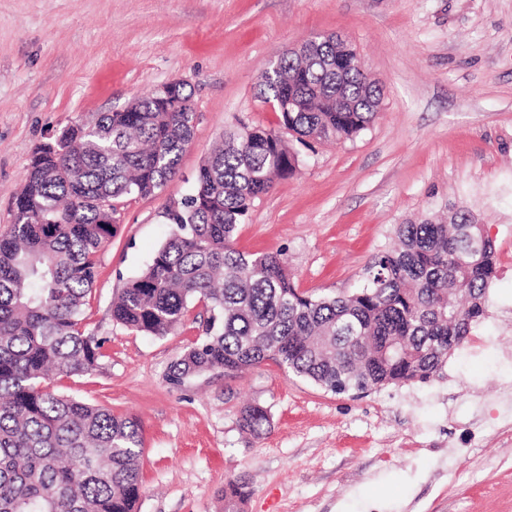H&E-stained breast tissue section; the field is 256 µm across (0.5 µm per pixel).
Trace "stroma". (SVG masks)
<instances>
[{
	"mask_svg": "<svg viewBox=\"0 0 512 512\" xmlns=\"http://www.w3.org/2000/svg\"><path fill=\"white\" fill-rule=\"evenodd\" d=\"M335 34L383 90L359 137L299 143V164L256 200L244 252H279L297 288H358L397 225L470 211L498 251L487 311L426 381L335 394L267 361L174 385L202 332L191 304L164 337L113 323V298L165 239L168 205L193 193L225 132L274 127L257 86L269 64ZM174 79L198 115L179 175L127 199L98 255L86 323L104 358L52 388L138 421L139 512H512V0H0V233L34 149ZM270 414L261 437L243 404ZM238 423L242 430L260 437L270 424L268 411L258 403L248 404L241 409ZM223 492L225 512H241V506L250 495L248 483L241 477L227 480Z\"/></svg>",
	"mask_w": 512,
	"mask_h": 512,
	"instance_id": "obj_1",
	"label": "stroma"
}]
</instances>
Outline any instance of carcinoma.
<instances>
[{"instance_id":"carcinoma-1","label":"carcinoma","mask_w":512,"mask_h":512,"mask_svg":"<svg viewBox=\"0 0 512 512\" xmlns=\"http://www.w3.org/2000/svg\"><path fill=\"white\" fill-rule=\"evenodd\" d=\"M170 86L39 146L0 234V512H137L139 425L45 382L86 375L105 357L85 307L117 205L166 187L194 133L192 90L180 79ZM257 97L279 112L281 129L245 127L214 147L194 192L166 208V239L113 298L112 321L163 337L204 302L203 334L170 366L176 384L266 361L335 394L429 378L484 314L496 249L483 225L465 212L400 224L355 291H299L282 254L235 248L239 225L296 170L282 130L352 140L373 122L382 89L353 53L309 39L265 71ZM269 424L258 403L240 411V428L256 437ZM249 495L244 479L227 480L224 512H241Z\"/></svg>"}]
</instances>
